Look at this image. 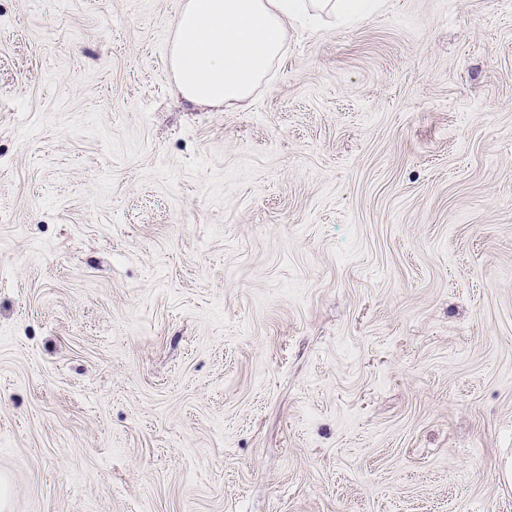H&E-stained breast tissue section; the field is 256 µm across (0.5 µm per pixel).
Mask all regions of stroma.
<instances>
[{"instance_id": "stroma-1", "label": "stroma", "mask_w": 512, "mask_h": 512, "mask_svg": "<svg viewBox=\"0 0 512 512\" xmlns=\"http://www.w3.org/2000/svg\"><path fill=\"white\" fill-rule=\"evenodd\" d=\"M182 2L0 0V512H512V0ZM380 0H187L170 48L176 88L196 106L245 101L282 55L303 16L361 20Z\"/></svg>"}]
</instances>
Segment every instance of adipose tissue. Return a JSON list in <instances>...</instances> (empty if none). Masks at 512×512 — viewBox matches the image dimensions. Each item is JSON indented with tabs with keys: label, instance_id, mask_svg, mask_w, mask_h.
I'll return each mask as SVG.
<instances>
[{
	"label": "adipose tissue",
	"instance_id": "ef3b65f1",
	"mask_svg": "<svg viewBox=\"0 0 512 512\" xmlns=\"http://www.w3.org/2000/svg\"><path fill=\"white\" fill-rule=\"evenodd\" d=\"M380 0H185L170 48L176 88L196 106L245 101L307 16L365 18Z\"/></svg>",
	"mask_w": 512,
	"mask_h": 512
}]
</instances>
